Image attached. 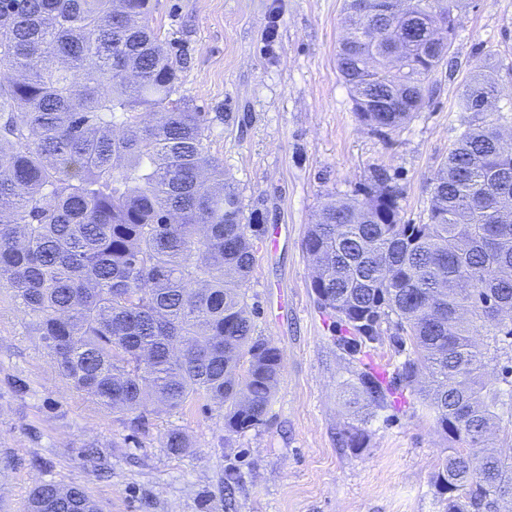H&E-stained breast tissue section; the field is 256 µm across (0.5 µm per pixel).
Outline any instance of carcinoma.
<instances>
[{"mask_svg": "<svg viewBox=\"0 0 512 512\" xmlns=\"http://www.w3.org/2000/svg\"><path fill=\"white\" fill-rule=\"evenodd\" d=\"M411 0L393 24L346 0L336 68L360 122L395 130L424 100L425 83L455 36L451 0ZM150 0H0V288L11 290L66 387L128 416L136 432L152 406L178 410L197 395L241 433L263 421L280 349L254 337L246 285L266 232L244 215L206 141L213 117L177 92L179 64L149 25ZM494 92L483 73L461 98ZM399 192L379 173L356 203L332 197L304 248L311 288L352 337V357L392 337L404 361L387 380L362 372L366 406L399 386L420 390L448 438L434 475L444 512H512V455L489 449L512 428V387L489 381L512 360V144L492 122L463 131L436 172L424 224L401 222ZM365 447V429L341 433ZM163 447L181 455L186 435ZM27 512H97L78 487L37 485Z\"/></svg>", "mask_w": 512, "mask_h": 512, "instance_id": "carcinoma-1", "label": "carcinoma"}]
</instances>
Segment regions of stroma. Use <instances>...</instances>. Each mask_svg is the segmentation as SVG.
<instances>
[{
    "mask_svg": "<svg viewBox=\"0 0 512 512\" xmlns=\"http://www.w3.org/2000/svg\"><path fill=\"white\" fill-rule=\"evenodd\" d=\"M151 5V27L180 62L179 95L223 114L210 151L244 208H260L276 232L256 246L246 302L256 335L281 351L279 382L263 424L246 432H226L201 400L132 431L67 390L2 289L0 512H26L43 482L84 489L99 512H440L433 474L448 442L422 397L399 389L363 420L346 403L371 362L388 373L402 362L394 323H383L382 344L349 356L346 329L311 289L303 240L328 196L353 199L379 173L400 192L403 222L425 223L434 176L460 133L486 119L512 131V0H464L448 61L426 83L423 107L393 132L361 124L336 69L344 0ZM482 66L499 90L491 114L460 106ZM357 422L368 434L358 452L339 444ZM172 429L191 442L183 455L162 446Z\"/></svg>",
    "mask_w": 512,
    "mask_h": 512,
    "instance_id": "obj_1",
    "label": "stroma"
}]
</instances>
